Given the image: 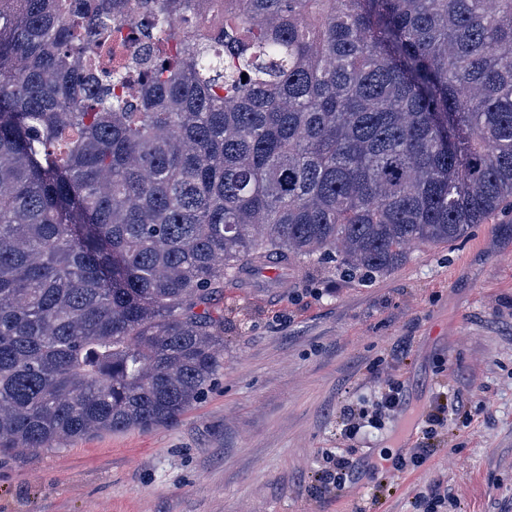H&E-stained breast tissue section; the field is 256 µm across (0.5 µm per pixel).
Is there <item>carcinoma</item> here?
<instances>
[{
    "mask_svg": "<svg viewBox=\"0 0 512 512\" xmlns=\"http://www.w3.org/2000/svg\"><path fill=\"white\" fill-rule=\"evenodd\" d=\"M509 211L512 0H0V454L174 420L266 268Z\"/></svg>",
    "mask_w": 512,
    "mask_h": 512,
    "instance_id": "cac0c4a2",
    "label": "carcinoma"
}]
</instances>
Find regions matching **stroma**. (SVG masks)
<instances>
[{
  "instance_id": "35a3bbf8",
  "label": "stroma",
  "mask_w": 512,
  "mask_h": 512,
  "mask_svg": "<svg viewBox=\"0 0 512 512\" xmlns=\"http://www.w3.org/2000/svg\"><path fill=\"white\" fill-rule=\"evenodd\" d=\"M224 366L175 420L0 455V512H512V214L453 247L424 244L391 274L226 292ZM400 385L401 403L381 397ZM444 416L385 472L413 418ZM361 491L317 481L328 458Z\"/></svg>"
}]
</instances>
